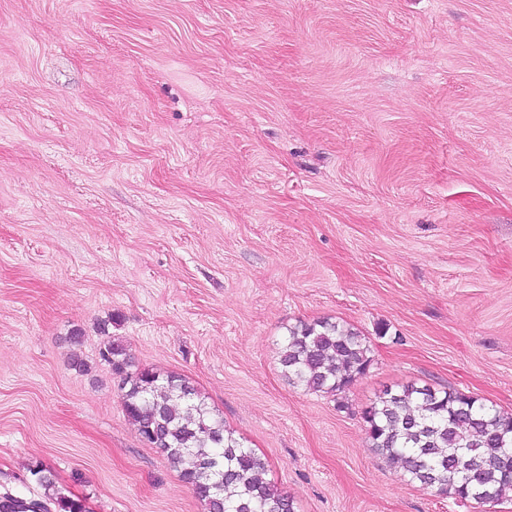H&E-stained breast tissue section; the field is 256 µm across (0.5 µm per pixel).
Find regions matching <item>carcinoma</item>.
Returning a JSON list of instances; mask_svg holds the SVG:
<instances>
[{"label": "carcinoma", "mask_w": 512, "mask_h": 512, "mask_svg": "<svg viewBox=\"0 0 512 512\" xmlns=\"http://www.w3.org/2000/svg\"><path fill=\"white\" fill-rule=\"evenodd\" d=\"M365 338L329 319L288 329L280 365L288 383L337 396L362 376L371 359ZM100 357L122 377L123 407L166 457L206 512H295L293 500L265 478L266 462L211 414L188 380L149 369L129 371L126 349L109 342ZM372 448L411 482L445 496L486 503L512 486V413L456 391L409 383L386 389L363 413ZM42 497L0 492V512H84L81 500L56 486L50 468H28Z\"/></svg>", "instance_id": "1"}]
</instances>
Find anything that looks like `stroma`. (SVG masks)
<instances>
[{"label":"stroma","instance_id":"1","mask_svg":"<svg viewBox=\"0 0 512 512\" xmlns=\"http://www.w3.org/2000/svg\"><path fill=\"white\" fill-rule=\"evenodd\" d=\"M322 318L370 348L336 397L279 363ZM110 340L295 512H512L407 481L363 420L408 383L512 413V0H0V488L41 462L87 512H204Z\"/></svg>","mask_w":512,"mask_h":512}]
</instances>
